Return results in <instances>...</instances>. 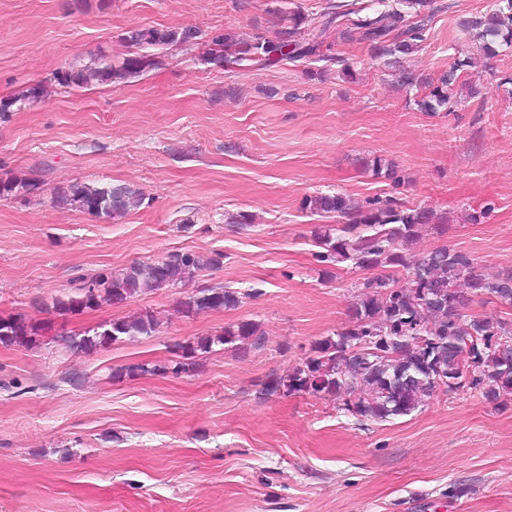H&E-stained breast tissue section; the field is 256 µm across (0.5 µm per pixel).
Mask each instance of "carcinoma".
I'll use <instances>...</instances> for the list:
<instances>
[{"instance_id": "carcinoma-1", "label": "carcinoma", "mask_w": 512, "mask_h": 512, "mask_svg": "<svg viewBox=\"0 0 512 512\" xmlns=\"http://www.w3.org/2000/svg\"><path fill=\"white\" fill-rule=\"evenodd\" d=\"M434 0H328L320 13H292L274 40L259 35L243 37L226 29L211 38L205 62L217 66L249 61L270 66L283 60L320 63L329 68L339 63L324 48L327 32L344 22L360 34L382 56L408 54L423 38L435 9ZM466 30L484 40L481 50L495 54L489 37L512 44V0H496L493 10L464 23ZM201 37L192 29L138 28L126 32L124 40L141 48L135 55L112 62L94 61L55 74L63 87L84 88L118 84L158 64L151 49L189 45ZM473 65L472 58L459 59L438 84L421 100V109L436 112L448 105V89L458 72ZM367 168L374 176L401 182L395 166L380 157ZM39 184L26 176L0 180V196H27ZM113 184L73 183L55 189L56 206H76L82 211L114 221L138 209L143 194L121 185L119 198H112ZM304 207L314 214H332L342 220L334 228L312 231L316 260L326 267L341 264L349 270L372 275L355 282L356 295L348 325L313 343L309 355L286 374L273 373L259 384V395L288 396L309 393L333 397L337 409L359 419L385 421L407 416L438 393L468 389L494 405L512 399V361L502 358L501 346H512V321L469 314L474 299L491 295L512 305V273L486 277L477 273L473 259L448 246L438 247L415 258L408 248L429 224L445 219L427 207H408L395 200H368L364 204L336 194H318L306 199ZM221 256L203 257L189 251L173 252L150 262L135 263L119 271H102L72 292L39 304L44 312L59 316L77 315L103 305H119L165 288H181L206 269H216ZM242 293L231 288L204 287L183 296L178 312L193 316L200 312L234 308ZM160 320L153 311L116 320L102 331L62 332L59 341L71 350H90L116 342L124 336H151ZM42 327L22 314L0 316V344L27 346ZM475 334L479 342L467 352L462 337ZM266 343L260 326L249 320L224 328L220 336L199 337L174 344L179 358L173 372L193 365L199 353L215 345L246 351ZM156 367L127 365L112 370V377L154 374Z\"/></svg>"}]
</instances>
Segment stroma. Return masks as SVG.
<instances>
[{
	"instance_id": "35a3bbf8",
	"label": "stroma",
	"mask_w": 512,
	"mask_h": 512,
	"mask_svg": "<svg viewBox=\"0 0 512 512\" xmlns=\"http://www.w3.org/2000/svg\"><path fill=\"white\" fill-rule=\"evenodd\" d=\"M327 0H0V178L36 179L33 197L0 198V316L81 333L154 310L151 336L88 351L54 329L29 346L0 345V512H512V401L468 390L439 394L410 415L363 422L334 399L258 398L312 343L348 321L354 273L323 274L311 232L335 224L307 197L394 198L447 223L411 246L448 245L492 277L512 271V47L487 56L462 20L494 0H436L401 84L367 42L330 30V70L205 63L204 46L157 49L159 64L120 86L66 88L55 72L129 51L138 27H232L275 38L281 15ZM447 110L418 101L464 57ZM45 84L46 97L21 100ZM392 162L400 185L366 173ZM126 183L144 203L104 221L50 200L55 186ZM250 227L239 228V215ZM221 255L188 289L229 286L238 307L178 313L186 289H162L80 315L49 318L39 303L105 269L174 251ZM257 296H250V289ZM244 320L262 349L221 345L170 373L177 342ZM129 364L156 375L113 378Z\"/></svg>"
}]
</instances>
